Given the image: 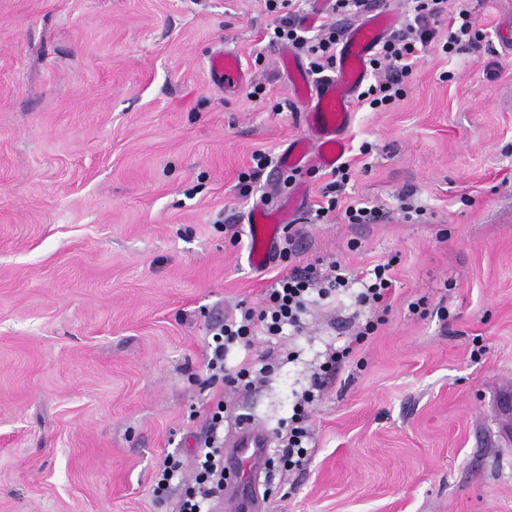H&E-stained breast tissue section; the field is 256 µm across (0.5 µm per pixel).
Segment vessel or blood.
<instances>
[{
	"label": "vessel or blood",
	"instance_id": "1",
	"mask_svg": "<svg viewBox=\"0 0 512 512\" xmlns=\"http://www.w3.org/2000/svg\"><path fill=\"white\" fill-rule=\"evenodd\" d=\"M393 24V15L376 13L352 25L342 38L334 76L319 83L298 67L292 53L281 51L291 85L304 102V133L285 154L287 168L296 171L310 163L332 167L344 155V134L350 124L353 96L367 77L372 54ZM209 77L214 86L236 87L246 81L247 73L234 55L219 50L210 56ZM277 234V225L269 223L263 208H253L249 246L253 266L269 261ZM267 444L265 432L242 423L234 444L236 461L257 465Z\"/></svg>",
	"mask_w": 512,
	"mask_h": 512
}]
</instances>
